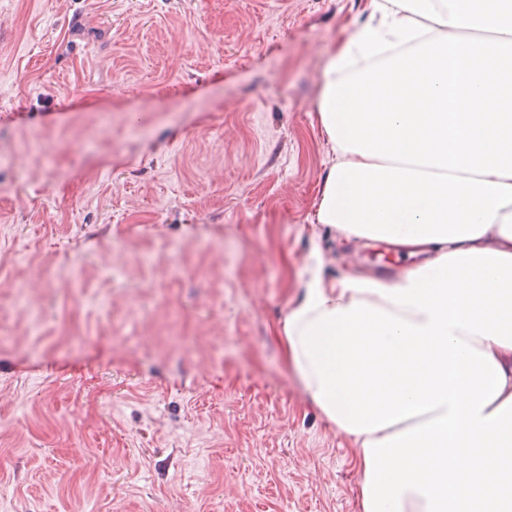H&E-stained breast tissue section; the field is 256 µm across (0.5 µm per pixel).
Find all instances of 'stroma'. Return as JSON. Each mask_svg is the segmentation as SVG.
I'll list each match as a JSON object with an SVG mask.
<instances>
[{
  "mask_svg": "<svg viewBox=\"0 0 512 512\" xmlns=\"http://www.w3.org/2000/svg\"><path fill=\"white\" fill-rule=\"evenodd\" d=\"M369 0H0V512H355L277 339L312 274L315 112Z\"/></svg>",
  "mask_w": 512,
  "mask_h": 512,
  "instance_id": "stroma-1",
  "label": "stroma"
}]
</instances>
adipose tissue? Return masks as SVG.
Instances as JSON below:
<instances>
[{"label": "adipose tissue", "mask_w": 512, "mask_h": 512, "mask_svg": "<svg viewBox=\"0 0 512 512\" xmlns=\"http://www.w3.org/2000/svg\"><path fill=\"white\" fill-rule=\"evenodd\" d=\"M370 8L315 107L317 221L414 263L313 277L285 355L359 448L357 512H512V0Z\"/></svg>", "instance_id": "1"}]
</instances>
